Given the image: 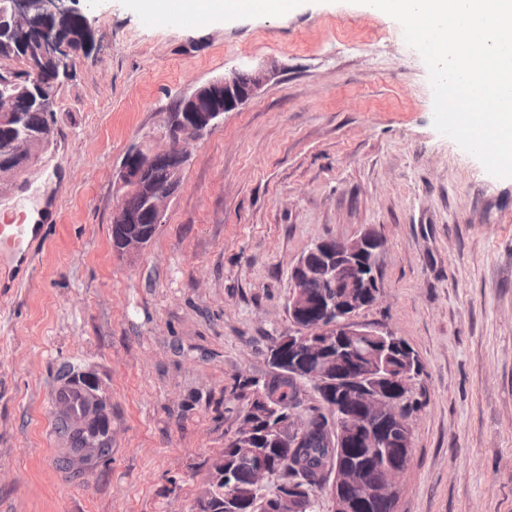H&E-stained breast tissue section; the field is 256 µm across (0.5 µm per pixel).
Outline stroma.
I'll list each match as a JSON object with an SVG mask.
<instances>
[{"label": "stroma", "mask_w": 512, "mask_h": 512, "mask_svg": "<svg viewBox=\"0 0 512 512\" xmlns=\"http://www.w3.org/2000/svg\"><path fill=\"white\" fill-rule=\"evenodd\" d=\"M90 52L57 95L55 137L0 183V217L58 203L0 299V512H192L239 425L240 377L293 328L313 241L372 229L380 298L358 319L417 355L413 460L396 512H512V177L433 126L420 54L356 0L185 25L140 0H73ZM277 76L194 145L140 252L112 249L115 171L171 106L226 69ZM108 404L112 454L62 468L48 396L68 372Z\"/></svg>", "instance_id": "35a3bbf8"}]
</instances>
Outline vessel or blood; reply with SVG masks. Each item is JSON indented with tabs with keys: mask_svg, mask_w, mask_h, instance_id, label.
<instances>
[{
	"mask_svg": "<svg viewBox=\"0 0 512 512\" xmlns=\"http://www.w3.org/2000/svg\"><path fill=\"white\" fill-rule=\"evenodd\" d=\"M45 240V225L0 224V288L14 285L27 272Z\"/></svg>",
	"mask_w": 512,
	"mask_h": 512,
	"instance_id": "b4317fda",
	"label": "vessel or blood"
}]
</instances>
